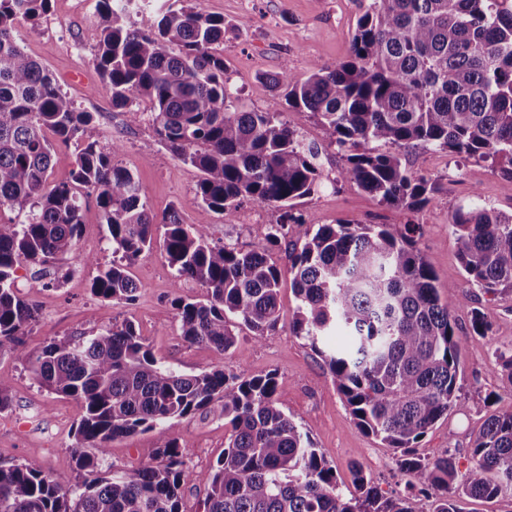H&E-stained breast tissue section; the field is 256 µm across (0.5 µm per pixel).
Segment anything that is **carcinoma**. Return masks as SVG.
I'll use <instances>...</instances> for the list:
<instances>
[{
    "instance_id": "1",
    "label": "carcinoma",
    "mask_w": 512,
    "mask_h": 512,
    "mask_svg": "<svg viewBox=\"0 0 512 512\" xmlns=\"http://www.w3.org/2000/svg\"><path fill=\"white\" fill-rule=\"evenodd\" d=\"M51 0H0V357L25 360L40 388L71 397L83 413L75 430L77 475L36 461L0 466V512H184L182 489L204 488V512H459L463 496L490 500L512 489V409L491 415L459 474L452 455L413 451L455 404L461 389L457 332L436 278L416 248L420 224H322L288 252L297 300L289 330L317 346L331 330L348 343L318 350L356 424L398 453L414 493L385 496L362 469L341 482L309 435L286 413L276 374L222 370L186 375L158 360L130 321L91 336L25 348L36 321L15 270L34 268L33 288H52L41 266L72 252L82 204L96 197L112 255L91 291L116 305L136 300L128 265L162 239L176 279L207 289L204 302L173 300L191 345L227 353L235 329L261 337L279 322L281 270L263 251L210 241L205 223L184 224L177 209L158 221L133 173L113 163L121 145L100 141L93 113L78 109L19 42L16 22L38 21ZM104 26L95 68L112 106L130 122L149 104L159 143L201 173L202 212L231 216L248 202L281 211L268 242L292 224L296 201L321 185L318 147L274 112L248 107L226 76L217 47L231 24L175 4L137 27L121 0H97ZM290 112H307L345 158L339 180L380 203L415 211L441 190L409 168L401 150L446 151L512 177V0H370L357 19L351 56L316 64L297 79L283 65L268 77ZM82 143L69 177L49 181L56 144ZM381 145L397 147L394 152ZM468 280L486 293H512V213L460 207L452 218ZM492 326L471 311V334ZM223 401L230 435L216 464L188 465L174 422L204 418ZM157 432L159 463L133 471L105 466L108 443Z\"/></svg>"
}]
</instances>
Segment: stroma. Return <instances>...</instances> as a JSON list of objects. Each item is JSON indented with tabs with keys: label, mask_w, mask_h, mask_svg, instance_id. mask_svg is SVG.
Listing matches in <instances>:
<instances>
[{
	"label": "stroma",
	"mask_w": 512,
	"mask_h": 512,
	"mask_svg": "<svg viewBox=\"0 0 512 512\" xmlns=\"http://www.w3.org/2000/svg\"><path fill=\"white\" fill-rule=\"evenodd\" d=\"M368 0H190L191 7L221 16L237 28L224 36L221 50L232 83L253 108L281 113L306 142L321 150L322 185L297 206L307 229L321 224L422 225L417 243L446 290L449 308L465 334L460 350L463 390L459 399L419 443L417 452L426 458L452 454L460 468L471 461L472 444L485 419L512 407V381L496 362V349L512 348V294L489 295L473 286L461 268L451 216L462 206H492L512 212V180L486 163L462 159L447 152L407 149L409 166L438 180L441 191L419 210L409 212L378 202L355 184L337 181L343 158L330 147L321 125L306 112L289 111L284 98L268 82L270 75L288 66L299 78L312 66H333L348 59L356 21ZM21 45L58 81L64 92L83 111L94 113L102 144L120 142L119 165L138 179L151 212L163 217L178 208L184 223H207L216 244L239 249L265 250L271 262L283 269L280 290V321L261 338L241 332L237 346L228 354L187 343L180 334L175 297L203 301L207 290L197 282L176 280L161 246L144 252L128 271L139 285L130 305H116L94 296L90 285L96 274L83 265L86 255L100 263L113 256L105 240L106 226L94 197L83 203V228L76 251L46 267L58 286L31 291V271L17 268L15 285L30 294L39 318L28 328V351H40L62 336L91 335L124 320L134 322L154 355L183 374L214 369L251 376L277 374L285 411L307 432L326 456L343 483H350L351 469L360 466L382 492L391 498L410 492V478L399 471L397 454L359 428L331 374L309 340L293 335L288 325L297 301L287 275L285 245H269L270 224L276 208L246 203L232 218L201 211L195 200L198 171L173 157L161 146L149 121L128 124L123 110L114 108L108 90L94 68V55L102 34V20L95 0H52L50 10L37 24L19 21ZM480 309L492 324L486 336L470 335V311ZM0 374L11 380V407L0 413V465L22 460L39 462L46 470L71 475L74 430L82 409L71 398L41 389L21 360L0 358ZM181 446L189 448V465L198 471L212 466L224 450L228 428L220 407L206 419L185 418L171 429ZM155 435L139 433L110 442L108 465L131 471L155 461Z\"/></svg>",
	"instance_id": "1"
}]
</instances>
